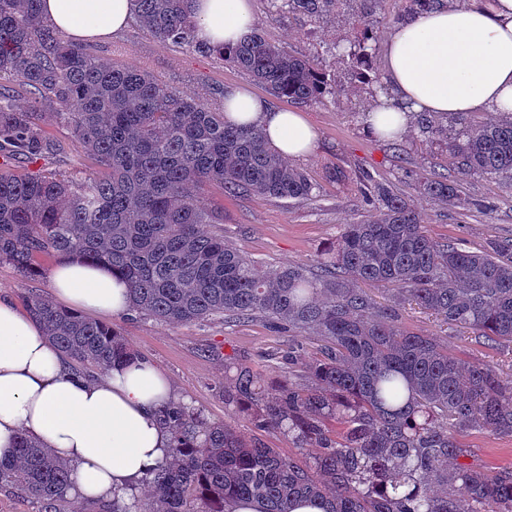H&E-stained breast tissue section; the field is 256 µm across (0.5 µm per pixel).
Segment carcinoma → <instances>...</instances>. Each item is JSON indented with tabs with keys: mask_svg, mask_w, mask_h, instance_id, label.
Returning <instances> with one entry per match:
<instances>
[{
	"mask_svg": "<svg viewBox=\"0 0 512 512\" xmlns=\"http://www.w3.org/2000/svg\"><path fill=\"white\" fill-rule=\"evenodd\" d=\"M40 0H0V158L38 159L56 150L41 126L44 108L93 157L101 176H18L0 168V262L25 277L42 257L76 256L107 264L129 287L132 311L165 324L213 317L264 318L308 330L321 341L307 365L311 386L290 376L264 381L253 365L224 356V402L255 429L276 430L298 448L320 452L302 464L232 425L212 426L175 401L158 410L172 433L168 459L141 482L149 498L114 501L103 512H231L262 500L291 512L298 498L327 499L328 512H512V467L487 471L458 462L463 430L512 435V380L490 364L448 353L433 336L402 325L408 302L493 344L512 342V240L470 251L434 239L420 212L369 174L356 178L376 214L344 225L331 256L260 270L205 224L222 214L202 204L209 186L227 195L286 201L316 198V185L266 142L256 127L232 124L224 110L161 83L140 68L107 64L80 41L62 38L39 13ZM136 24L162 46L217 54L272 95L299 105L336 93L321 61L269 41L259 31L233 48L195 40L188 0H139ZM359 0H268L314 23L344 16L338 52L352 79H376V30L354 9ZM31 95L26 109L13 90ZM448 118L419 115L420 132L446 141L455 176L420 186L451 206L460 178H512V116L494 113L448 136ZM363 284L392 285L394 304L378 309ZM27 311L76 373L95 379L136 353L123 333L62 309L40 293ZM62 512L69 465L22 436L0 459V489Z\"/></svg>",
	"mask_w": 512,
	"mask_h": 512,
	"instance_id": "1",
	"label": "carcinoma"
}]
</instances>
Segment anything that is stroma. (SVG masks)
Here are the masks:
<instances>
[{"label":"stroma","instance_id":"obj_1","mask_svg":"<svg viewBox=\"0 0 512 512\" xmlns=\"http://www.w3.org/2000/svg\"><path fill=\"white\" fill-rule=\"evenodd\" d=\"M254 10L256 30L290 51L326 62L341 76L342 87L323 102L302 109L317 133V144L313 154L297 160L296 165L316 184L318 197L283 201L254 195L229 196L218 188H207L202 201L223 209L225 242L264 269L315 266L335 244L344 225L367 220L372 214L353 184L328 181L326 174L334 167L352 174L365 171L374 179L393 184L418 209L435 239H448L471 251L512 239V179L479 175L463 178V197L489 203L491 214L450 207L418 190L421 182L446 172L448 152L444 143L421 137L413 128L394 146L366 130L365 110L380 98L390 97L391 89L383 80L369 87L345 78V58L329 51L346 32L344 20L316 25L285 12L274 15L267 0H254ZM91 47L103 62L150 70L170 87L194 96L208 94L210 103L216 106L221 103L219 91L252 84L247 75L225 65L218 56H202L183 46L159 45L134 24L121 34L92 41ZM44 129L60 143V151L37 160L10 161L11 170L54 172L76 179L99 175L95 161L65 128L48 121ZM55 264V258H41V274L26 278L11 265L0 263V297L10 298L21 307L28 292L50 293ZM402 320L425 335L437 337L447 344L451 354L474 364L493 365L503 378L512 379V343L488 346L472 332L446 324L414 306H405ZM112 323L136 352L152 359L172 379L178 399L198 409L207 423H229L245 437H260L266 446L312 463L315 449L296 447L276 431L256 433L235 405L225 403L223 357L233 354L247 359L264 380L271 382L287 372L285 356L289 350H296L305 361L315 357L318 343L313 336L288 337L261 318H212L171 326L133 313L113 318ZM213 347L219 349V356H210ZM463 441L469 451L468 463L491 471L512 467V436L473 431L465 434Z\"/></svg>","mask_w":512,"mask_h":512}]
</instances>
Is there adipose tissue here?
<instances>
[{
  "label": "adipose tissue",
  "instance_id": "1",
  "mask_svg": "<svg viewBox=\"0 0 512 512\" xmlns=\"http://www.w3.org/2000/svg\"><path fill=\"white\" fill-rule=\"evenodd\" d=\"M189 6L196 40L209 45H237L254 29L253 0H190ZM40 10L73 39H104L127 28L139 0H41ZM384 68L395 98L366 110L372 135L401 137L422 112L511 114L512 0L412 16L390 34ZM224 112L232 123L261 129L288 159L316 148V132L301 112L274 107L249 89L226 92ZM51 289L79 314L130 310L126 284L105 265L66 259L54 266ZM175 398L171 380L145 357L114 366L99 380L74 373L29 314L0 300V459L13 457L26 433L69 463L82 497L129 499L170 451L171 435L157 410Z\"/></svg>",
  "mask_w": 512,
  "mask_h": 512
}]
</instances>
